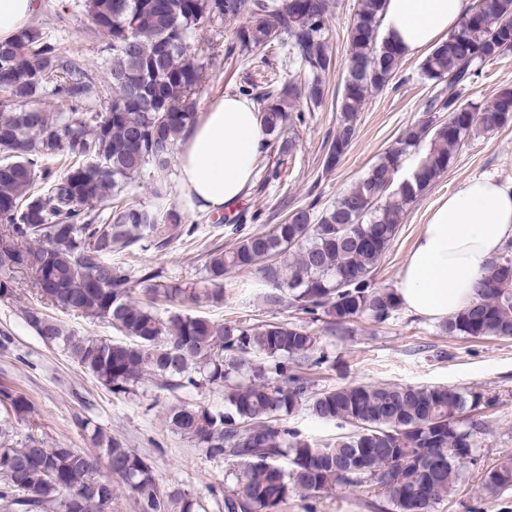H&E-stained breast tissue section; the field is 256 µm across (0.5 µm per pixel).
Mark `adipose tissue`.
Returning <instances> with one entry per match:
<instances>
[{"label": "adipose tissue", "instance_id": "obj_1", "mask_svg": "<svg viewBox=\"0 0 512 512\" xmlns=\"http://www.w3.org/2000/svg\"><path fill=\"white\" fill-rule=\"evenodd\" d=\"M470 0H386L384 37L404 55L433 48L454 30ZM264 133L245 99L210 105L177 156L179 180L198 208L218 212L247 191ZM512 238V185L469 178L440 198L399 274L396 293L409 310L444 319L476 302L489 262Z\"/></svg>", "mask_w": 512, "mask_h": 512}]
</instances>
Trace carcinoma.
<instances>
[{"instance_id": "carcinoma-1", "label": "carcinoma", "mask_w": 512, "mask_h": 512, "mask_svg": "<svg viewBox=\"0 0 512 512\" xmlns=\"http://www.w3.org/2000/svg\"><path fill=\"white\" fill-rule=\"evenodd\" d=\"M87 14L107 33L112 98L103 112L82 111L91 81L73 67L54 94L67 112L30 104L58 69L56 46L36 27L0 43V300L16 293L13 274L32 277L37 300L59 312L90 318L120 338L84 336L38 307L25 319L50 345L114 394H130L146 381L160 390L216 389L224 406H179L167 427L228 463L232 485L214 487L224 512H281L293 495L355 486L386 497L390 512H435L460 479L464 460L479 445L482 423L471 413L476 392L445 386L348 384L315 389L303 371L318 367L321 337L336 335L360 316L388 320L400 308L394 290L376 286L377 265L397 235L409 206L452 165L472 135L512 123V86L486 102L464 92L482 65L512 51V0L474 5V21L433 47L421 64L437 87L421 119L406 128L350 189L320 215L315 204L261 232L243 224L260 214L241 211L225 220L235 235L229 249L207 252L201 279L174 282L160 268L131 272L122 258L134 248L163 251L196 238L169 201L168 173L180 142L197 123L193 95L201 82L190 40L206 24L245 19L225 56L246 65L276 42L303 71L301 83L273 82L238 89L260 115V152L277 145L285 126L307 122L306 104L324 96L331 69L327 51L328 0H86ZM385 0H358L350 27L346 77L336 133L324 158L335 168L356 137L359 112L374 90L400 72L403 53L380 37ZM428 143L412 175L397 181L402 157ZM281 163L257 166L256 191L281 178ZM150 178L153 202L125 200L126 186ZM272 284L270 307L288 305L308 316L294 321L218 324L180 307L224 303V279L260 261ZM479 300L448 317L450 336L512 339V257H495L479 284ZM175 310L159 314L157 304ZM320 322L319 330L311 325ZM305 406L311 416L351 431L328 441L302 435L286 417ZM29 400L0 385L3 425L23 421ZM98 453L58 445L29 434L17 445L0 443V501L12 512H106L112 479L133 494L139 512H198L179 488L163 489L152 462L140 457L93 420H81ZM290 461L285 467L281 460ZM105 463L112 478L98 474ZM485 490L512 488V454L485 475Z\"/></svg>"}]
</instances>
